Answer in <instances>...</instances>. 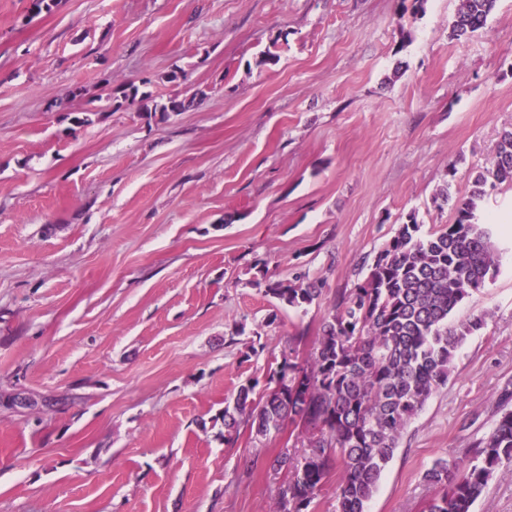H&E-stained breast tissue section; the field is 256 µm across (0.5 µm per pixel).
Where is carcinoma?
Segmentation results:
<instances>
[{"label":"carcinoma","instance_id":"carcinoma-1","mask_svg":"<svg viewBox=\"0 0 512 512\" xmlns=\"http://www.w3.org/2000/svg\"><path fill=\"white\" fill-rule=\"evenodd\" d=\"M493 6L494 0H463L451 36L479 31ZM121 98L162 119L194 102H157L134 84L121 91ZM502 183L512 184V130L501 134L489 166L455 203L453 223L423 235L415 216H409L364 281L339 295L308 356L301 360L289 347L276 366H268L261 392H256L259 379L250 377L225 403L228 442L242 425L258 440L287 423L301 429L303 457L284 450L277 458L287 482L279 488L275 512H314L334 471L336 512H366L402 431L448 381L456 349L484 326L481 316L453 326L449 319L471 292L498 273L493 229L480 221V205L488 190ZM254 269L249 284L290 307L312 304L326 287L324 280L302 274L275 280L261 262ZM499 405L495 428L472 443L467 460L450 464L441 459L427 470V482L442 489L428 512H472L497 470L512 463L511 387H504Z\"/></svg>","mask_w":512,"mask_h":512}]
</instances>
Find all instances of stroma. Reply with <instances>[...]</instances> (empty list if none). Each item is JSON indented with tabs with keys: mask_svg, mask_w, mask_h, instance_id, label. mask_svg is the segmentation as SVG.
Wrapping results in <instances>:
<instances>
[{
	"mask_svg": "<svg viewBox=\"0 0 512 512\" xmlns=\"http://www.w3.org/2000/svg\"><path fill=\"white\" fill-rule=\"evenodd\" d=\"M460 0H0V512H270L291 429L224 439V402L319 334L399 224L452 223L512 129V0L454 39ZM278 61L262 64L267 49ZM183 71L173 81L172 71ZM135 84L164 119L118 106ZM88 111L90 124L70 115ZM484 316L398 440L367 512H426L512 382V185L486 197ZM325 280L292 308L251 286ZM263 352L247 358L253 333ZM122 102L118 103V106H122L123 103L128 105H137L138 111L146 113L147 116L155 117L157 113L161 119L168 116L170 112H182L189 108L194 102V98L178 100L176 98L169 99L167 102H157L150 94L139 92V87L134 84H128L121 91Z\"/></svg>",
	"mask_w": 512,
	"mask_h": 512,
	"instance_id": "35a3bbf8",
	"label": "stroma"
}]
</instances>
